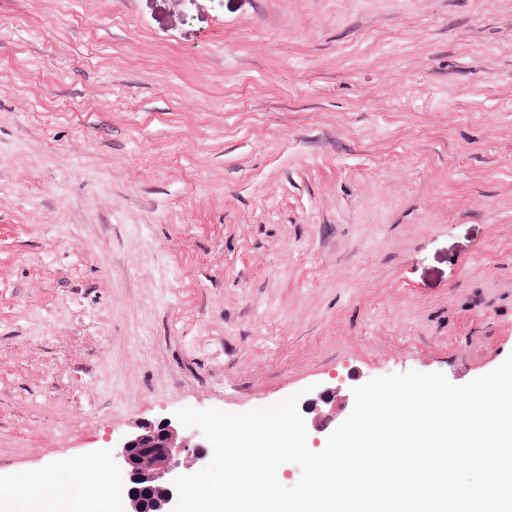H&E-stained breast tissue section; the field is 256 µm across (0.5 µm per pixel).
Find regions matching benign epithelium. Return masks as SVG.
<instances>
[{
    "instance_id": "benign-epithelium-1",
    "label": "benign epithelium",
    "mask_w": 512,
    "mask_h": 512,
    "mask_svg": "<svg viewBox=\"0 0 512 512\" xmlns=\"http://www.w3.org/2000/svg\"><path fill=\"white\" fill-rule=\"evenodd\" d=\"M342 399L346 396L337 385L307 402L305 413L315 432H323L336 420ZM206 457V443L170 419L132 423L111 453L112 467L125 483L123 512H172L177 500L173 480L202 469Z\"/></svg>"
}]
</instances>
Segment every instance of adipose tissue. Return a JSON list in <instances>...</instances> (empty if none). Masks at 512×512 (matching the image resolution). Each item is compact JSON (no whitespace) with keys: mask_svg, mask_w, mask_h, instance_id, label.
<instances>
[{"mask_svg":"<svg viewBox=\"0 0 512 512\" xmlns=\"http://www.w3.org/2000/svg\"><path fill=\"white\" fill-rule=\"evenodd\" d=\"M105 457L81 470L47 465L40 473L0 488V512H114Z\"/></svg>","mask_w":512,"mask_h":512,"instance_id":"ef3b65f1","label":"adipose tissue"}]
</instances>
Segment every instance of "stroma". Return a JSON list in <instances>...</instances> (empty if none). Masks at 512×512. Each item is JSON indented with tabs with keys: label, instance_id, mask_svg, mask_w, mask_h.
I'll return each instance as SVG.
<instances>
[{
	"label": "stroma",
	"instance_id": "stroma-1",
	"mask_svg": "<svg viewBox=\"0 0 512 512\" xmlns=\"http://www.w3.org/2000/svg\"><path fill=\"white\" fill-rule=\"evenodd\" d=\"M511 354L512 0H0L1 486Z\"/></svg>",
	"mask_w": 512,
	"mask_h": 512
}]
</instances>
